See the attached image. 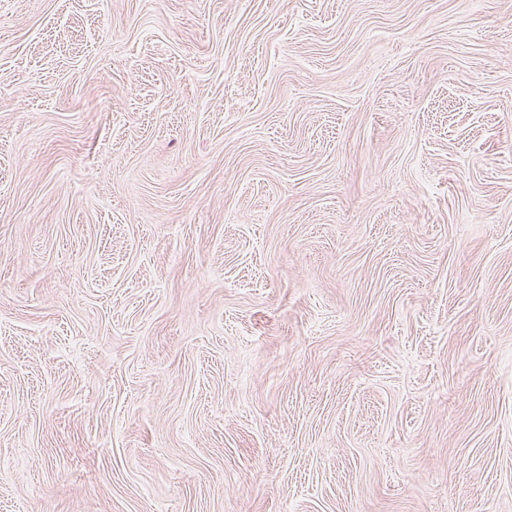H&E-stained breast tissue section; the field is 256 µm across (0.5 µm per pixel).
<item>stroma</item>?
Segmentation results:
<instances>
[{
    "label": "stroma",
    "mask_w": 512,
    "mask_h": 512,
    "mask_svg": "<svg viewBox=\"0 0 512 512\" xmlns=\"http://www.w3.org/2000/svg\"><path fill=\"white\" fill-rule=\"evenodd\" d=\"M0 512H512V0H0Z\"/></svg>",
    "instance_id": "1"
}]
</instances>
